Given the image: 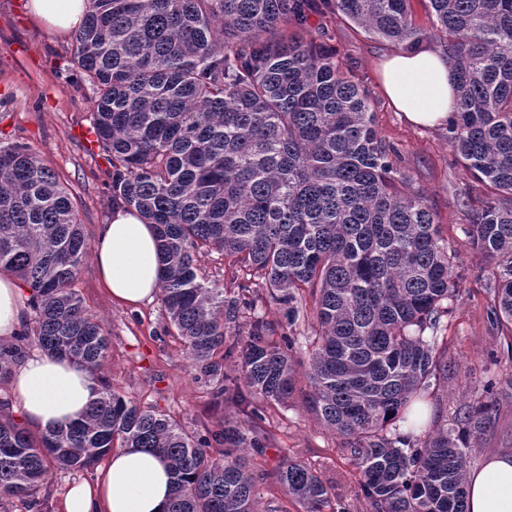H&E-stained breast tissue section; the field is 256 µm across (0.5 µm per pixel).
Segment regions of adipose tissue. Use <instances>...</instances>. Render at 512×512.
<instances>
[{
	"instance_id": "ef3b65f1",
	"label": "adipose tissue",
	"mask_w": 512,
	"mask_h": 512,
	"mask_svg": "<svg viewBox=\"0 0 512 512\" xmlns=\"http://www.w3.org/2000/svg\"><path fill=\"white\" fill-rule=\"evenodd\" d=\"M32 18L57 34L78 29L89 0H27ZM380 88L410 123L443 127L456 110V81L443 51L421 47L388 55ZM94 256L103 287L118 303L139 307L158 291L160 261L156 231L134 209L118 205L98 225ZM27 302L18 285L0 278V341L20 332ZM97 374L73 360L40 351L19 363L10 397L34 429L47 431L76 421L98 396ZM171 498L165 461L148 448L112 452L93 480L74 483L57 512H167ZM466 512H512V454L486 457L467 473Z\"/></svg>"
}]
</instances>
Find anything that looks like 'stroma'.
I'll return each mask as SVG.
<instances>
[{
    "mask_svg": "<svg viewBox=\"0 0 512 512\" xmlns=\"http://www.w3.org/2000/svg\"><path fill=\"white\" fill-rule=\"evenodd\" d=\"M26 0H0V148L22 145L55 174L67 190L87 237L112 211V161L91 130L94 93L72 63L73 40L49 31L27 15ZM301 35L335 48L372 105L374 128L398 154V166L413 189L422 191L448 244L463 261L464 279L453 311L442 321L447 357L456 369L447 384L429 389L428 405L443 417L467 404L492 400L490 428L467 450L470 466L512 453V334L491 313L494 293L486 287L487 258L474 250L462 228L486 194L458 159L444 127L407 122L380 90L378 70L392 48L370 38L339 16L311 15ZM87 314L108 332L104 375L113 390L142 407L172 416L187 431L215 428L229 408L215 406L212 389L195 379L181 340L166 330L160 301L131 309L112 302L98 282L94 257H87L75 282ZM492 393H485V385ZM267 428L275 440L263 453L246 452L251 468L264 475L257 487L261 512H302L285 494L275 472L283 456L312 466L331 490V507L370 512L359 474L339 448L336 435L321 427L301 400L272 406Z\"/></svg>",
    "mask_w": 512,
    "mask_h": 512,
    "instance_id": "stroma-1",
    "label": "stroma"
}]
</instances>
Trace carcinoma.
<instances>
[{"instance_id": "cac0c4a2", "label": "carcinoma", "mask_w": 512, "mask_h": 512, "mask_svg": "<svg viewBox=\"0 0 512 512\" xmlns=\"http://www.w3.org/2000/svg\"><path fill=\"white\" fill-rule=\"evenodd\" d=\"M428 3L457 79L449 143L490 188L464 233L492 263L493 314L512 325V0ZM336 12L404 50L419 45L411 0H90L73 60L112 158V203L155 226L168 324L195 378L242 418L190 433L104 380L80 421L34 435L0 399V512L14 498L44 512L52 470H91L117 448L167 460L168 512H259L260 475L240 451L271 445L269 407L296 397L341 439L371 512H466L465 449L490 427L492 402L422 439L387 431L431 381L448 382L439 332L459 258L336 50L284 33ZM89 251L51 170L23 146L0 149V274L30 290L33 312L0 344V384L31 345L103 368L107 331L73 288ZM204 251L243 273L236 294L205 282ZM260 303L282 318L256 313ZM226 361L240 380L224 375ZM277 479L303 512L330 503V487L288 456Z\"/></svg>"}]
</instances>
